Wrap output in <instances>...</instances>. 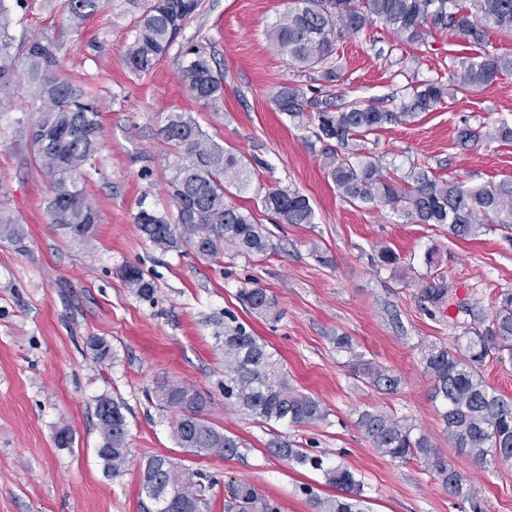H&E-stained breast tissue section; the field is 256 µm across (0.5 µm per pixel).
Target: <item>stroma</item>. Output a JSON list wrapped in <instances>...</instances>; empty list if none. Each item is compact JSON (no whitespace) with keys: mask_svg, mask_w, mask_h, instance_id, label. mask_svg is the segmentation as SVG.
<instances>
[{"mask_svg":"<svg viewBox=\"0 0 512 512\" xmlns=\"http://www.w3.org/2000/svg\"><path fill=\"white\" fill-rule=\"evenodd\" d=\"M145 3L101 0L76 26L65 0H0L11 56L20 57L32 36L51 38L59 74L98 100L103 125L101 147L81 177L101 217L94 241L85 244L49 222L51 181L20 131L36 117L33 92L23 84L0 94V206L26 229L22 244L0 240V512H142V464L153 456L212 479L209 512H224L239 481L255 484L281 512H315L314 497L333 495V488L321 472L274 455L269 445L276 439L354 470L370 512H473L422 461L400 462L372 448L356 420L378 407L440 435L422 356L430 346L452 345L471 323L470 308L492 314L500 294L512 292V241L498 231L463 240L406 223L386 207L344 201L322 165L323 143L307 145L306 130L273 102L284 84L337 105L407 101L413 86L456 70L464 48L437 30L424 44L404 43L376 22L337 38L331 64L338 77L329 83L320 70L290 66L265 39L289 0H203L167 55L138 77L123 55ZM190 44L213 56L224 74L216 104L182 91L178 71ZM173 112L191 113L214 140L242 154L251 185L233 201L266 225L269 254L228 250L204 259L187 246L161 251L141 235L134 222L140 203L170 206L163 128ZM502 121L512 124V74L449 95L411 123L386 126L367 150L400 175L416 163L470 184L512 180V142L457 144L459 129ZM276 185L309 197L314 223H271L256 194ZM383 246L399 253L398 269L377 265ZM430 258L448 281L436 306L421 301L417 286ZM129 263L154 282L152 299L126 288L119 271ZM255 286L276 297L278 321L239 304L238 290ZM231 321L283 358L291 383L330 409L327 423L268 424L225 399L219 337ZM340 335L352 338L354 353L337 350ZM94 337L109 343L110 359L96 361ZM358 352L399 378L395 392L367 383ZM164 379L194 384L208 400L209 420L243 441L240 455L200 458L179 448L170 413L150 397ZM103 396L122 404L128 422L131 461L116 475L96 453L94 405ZM63 427L73 435L68 448L55 442ZM439 452L477 487L487 512H512V462L492 469L445 444Z\"/></svg>","mask_w":512,"mask_h":512,"instance_id":"1","label":"stroma"}]
</instances>
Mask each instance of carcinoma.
Segmentation results:
<instances>
[{
	"mask_svg": "<svg viewBox=\"0 0 512 512\" xmlns=\"http://www.w3.org/2000/svg\"><path fill=\"white\" fill-rule=\"evenodd\" d=\"M99 0H68L69 20L80 24L98 9ZM201 0H148L134 25V36L124 52L128 70L137 76L149 73L166 55L176 36L198 12ZM379 21L400 40L422 45L431 29L448 32L481 52L462 62L461 69L444 83L428 80L413 87L412 101L399 107L337 106L326 99L307 97L298 85H284L273 102L278 111L311 128L326 146L328 177L341 196L353 205L385 206L410 224L448 228L459 238L499 230L512 240V180L466 185L439 180L418 164L402 176L363 152L367 136L387 125L410 123L421 112L459 90H478L499 76L512 72V55L484 51L492 32H512V0H292V6L265 30L278 54L296 68L324 65L333 55L336 39L356 36ZM179 82L190 98L212 105L224 96V74L212 58L195 46L185 52ZM57 46L47 37H32L24 60L15 66L8 43L0 42V92L26 83L40 100L35 122L21 127L31 142L38 167L53 179L47 207L50 222L79 241L91 240L100 221L78 174L95 157L102 138L101 109L91 94L56 72ZM172 156L168 181L174 211L145 204L135 215L142 235L162 251L191 247L204 258H216L224 249L238 255L265 256L273 244L264 225L252 213L230 202L231 189L244 188L249 172L243 157L232 147L212 139L200 124L183 112H172L164 127ZM462 145L480 140L512 142V125L466 126L457 132ZM276 224H312L315 210L309 198L289 186L268 188L259 197ZM25 229L0 208V239L21 244ZM125 285L142 299H150L154 283L134 264L121 269ZM448 295L440 274L421 281V300L437 305ZM238 302L249 313L276 321L280 309L274 295L262 287L241 288ZM473 323L456 337V343L433 346L424 352V369L434 380L432 398L439 403L448 444L479 464L512 461V400L491 387L482 372L489 360L512 363V292L501 294L492 318L480 309L469 311ZM369 385L379 391L397 390L399 380L389 369L360 361ZM160 410L179 412L172 425L178 447L201 457H231L243 443L216 427L205 416L207 398L192 384L163 381L152 390ZM224 398L266 422L291 427L324 424L329 411L322 402L299 391L288 379L283 362L268 344L245 327H224ZM95 417L101 434L98 456L117 474L129 462L128 428L122 405L109 397L97 399ZM358 426L379 453L407 462L422 459L437 472L448 494L463 501L476 499L469 479L445 461L432 437L404 419L381 409L365 410ZM275 454L291 464L323 470L326 484L339 493L315 499L317 512H369L363 485L349 468L322 469V462L286 440L272 442ZM169 482L181 489L169 507L157 501L146 512H205V486L194 475L165 457L147 459L143 490L148 482ZM224 512H279L252 483L232 485Z\"/></svg>",
	"mask_w": 512,
	"mask_h": 512,
	"instance_id": "obj_1",
	"label": "carcinoma"
}]
</instances>
